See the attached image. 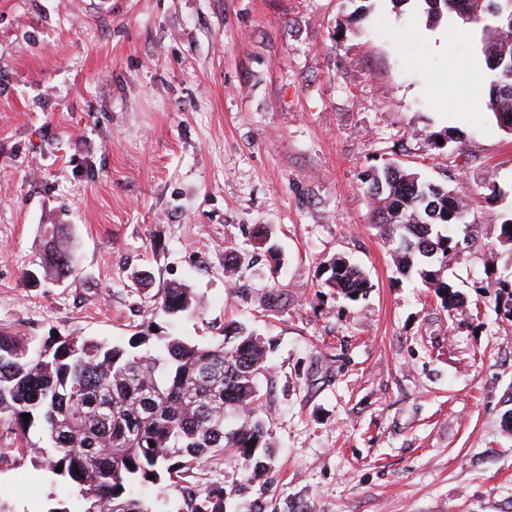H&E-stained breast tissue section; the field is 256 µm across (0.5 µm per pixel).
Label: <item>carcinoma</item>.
<instances>
[{
    "label": "carcinoma",
    "mask_w": 512,
    "mask_h": 512,
    "mask_svg": "<svg viewBox=\"0 0 512 512\" xmlns=\"http://www.w3.org/2000/svg\"><path fill=\"white\" fill-rule=\"evenodd\" d=\"M418 2L432 23L445 16L484 23L486 106L512 131V0ZM367 193L375 223L395 244L397 273L414 272L442 304L467 307L434 269L462 252L456 227L468 224V208L460 191L393 161L369 171ZM44 234L38 271L42 280L54 281L74 270V244L59 224L44 225ZM322 275L325 287L352 301L373 288L363 269L344 257L325 262ZM198 306L192 289L173 283L156 309L173 324ZM494 306L512 317V278L499 280ZM224 336L232 341L199 344L169 333L114 344L0 331V421L23 434L39 426L43 438L32 448L33 461L78 488L75 500L47 512H157L156 503L138 495L140 487L162 488L173 474L216 453L231 452L254 472L266 468L273 443L256 415L257 380L271 344L237 321L224 327ZM228 496L221 484L194 489L186 494L188 512H224Z\"/></svg>",
    "instance_id": "carcinoma-1"
}]
</instances>
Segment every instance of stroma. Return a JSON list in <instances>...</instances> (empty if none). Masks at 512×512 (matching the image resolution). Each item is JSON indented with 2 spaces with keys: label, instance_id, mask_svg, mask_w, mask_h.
I'll use <instances>...</instances> for the list:
<instances>
[{
  "label": "stroma",
  "instance_id": "stroma-1",
  "mask_svg": "<svg viewBox=\"0 0 512 512\" xmlns=\"http://www.w3.org/2000/svg\"><path fill=\"white\" fill-rule=\"evenodd\" d=\"M425 23L413 0H0V329L122 343L167 330L153 309L181 282L201 301L181 336L235 320L274 345L270 467L210 457L141 488L162 512L214 483L227 512H512V318L493 304L512 133L464 92L481 25L454 21L444 51L403 38ZM390 160L466 191L479 233L441 275L479 319L397 273L364 183ZM47 224L75 270L39 283ZM337 254L370 278L364 299L322 287ZM38 439L0 424L15 512L78 493L33 466Z\"/></svg>",
  "mask_w": 512,
  "mask_h": 512
}]
</instances>
